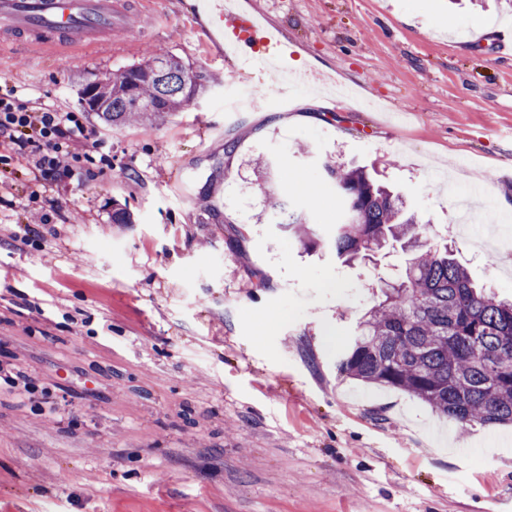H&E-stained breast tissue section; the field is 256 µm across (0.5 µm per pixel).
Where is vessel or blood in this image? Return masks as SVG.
Instances as JSON below:
<instances>
[{"label": "vessel or blood", "instance_id": "b4317fda", "mask_svg": "<svg viewBox=\"0 0 512 512\" xmlns=\"http://www.w3.org/2000/svg\"><path fill=\"white\" fill-rule=\"evenodd\" d=\"M195 11L208 18L210 39L228 30L237 34L235 52L244 61L279 63V40L257 15L224 0H197ZM125 13L120 0H0L1 26L31 33L34 43L50 47H83L111 37L123 29Z\"/></svg>", "mask_w": 512, "mask_h": 512}]
</instances>
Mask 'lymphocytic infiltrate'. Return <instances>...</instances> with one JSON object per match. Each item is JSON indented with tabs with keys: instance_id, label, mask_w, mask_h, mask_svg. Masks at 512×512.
Listing matches in <instances>:
<instances>
[{
	"instance_id": "f902f5d3",
	"label": "lymphocytic infiltrate",
	"mask_w": 512,
	"mask_h": 512,
	"mask_svg": "<svg viewBox=\"0 0 512 512\" xmlns=\"http://www.w3.org/2000/svg\"><path fill=\"white\" fill-rule=\"evenodd\" d=\"M0 171L28 163L45 186L69 177L81 162L107 161L88 145L84 113L33 107L10 89L0 93Z\"/></svg>"
}]
</instances>
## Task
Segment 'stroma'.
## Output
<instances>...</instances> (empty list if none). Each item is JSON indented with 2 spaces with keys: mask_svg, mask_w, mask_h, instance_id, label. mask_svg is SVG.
Here are the masks:
<instances>
[{
  "mask_svg": "<svg viewBox=\"0 0 512 512\" xmlns=\"http://www.w3.org/2000/svg\"><path fill=\"white\" fill-rule=\"evenodd\" d=\"M258 2L295 78L356 99H248L270 74L213 45L194 0H124L135 40L74 53L0 32V78L64 110L151 50L204 77L156 125L88 114L112 164L52 186L51 223L27 221V166L0 174V512H512V426L464 428L337 368L406 254L304 252L259 223L255 169L269 158L329 228L324 162L364 168L512 296V57L494 54L512 0ZM485 182L461 232L458 195Z\"/></svg>",
  "mask_w": 512,
  "mask_h": 512,
  "instance_id": "1",
  "label": "stroma"
}]
</instances>
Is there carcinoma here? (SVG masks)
<instances>
[{
    "label": "carcinoma",
    "instance_id": "cac0c4a2",
    "mask_svg": "<svg viewBox=\"0 0 512 512\" xmlns=\"http://www.w3.org/2000/svg\"><path fill=\"white\" fill-rule=\"evenodd\" d=\"M198 92L183 61L159 52L106 76L81 102L109 127L153 124ZM324 171L342 214L336 229L327 236L314 231L303 213L269 192L265 223L291 233L306 251L323 246L346 262L394 243L409 254L404 275L379 280L340 371L406 391L463 427L512 425V300L477 287L448 248L433 243L431 226L364 170L327 162Z\"/></svg>",
    "mask_w": 512,
    "mask_h": 512
}]
</instances>
